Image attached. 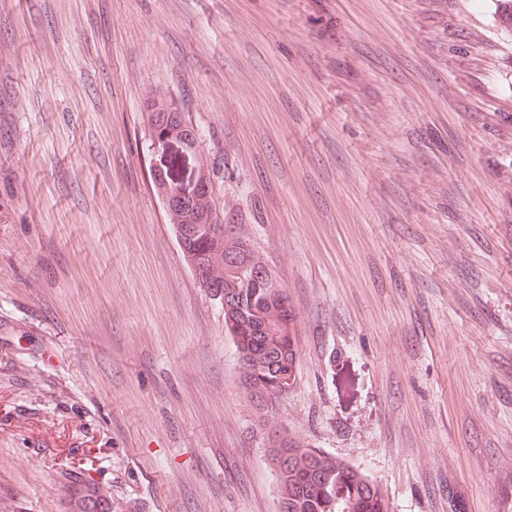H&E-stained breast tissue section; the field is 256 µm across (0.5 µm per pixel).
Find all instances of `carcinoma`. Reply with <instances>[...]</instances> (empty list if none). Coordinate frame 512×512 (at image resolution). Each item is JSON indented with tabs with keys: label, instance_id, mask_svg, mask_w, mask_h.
I'll return each mask as SVG.
<instances>
[{
	"label": "carcinoma",
	"instance_id": "carcinoma-1",
	"mask_svg": "<svg viewBox=\"0 0 512 512\" xmlns=\"http://www.w3.org/2000/svg\"><path fill=\"white\" fill-rule=\"evenodd\" d=\"M147 148L174 147L165 164L150 172L158 199L174 197L186 184L195 192L165 211L168 223L182 236L181 253L200 287L224 297V329L236 345L247 395L263 409L287 394L296 378L297 322L288 296L247 238L224 223L213 200L208 160L200 133L175 99L155 92L144 102ZM279 499L288 512H388L380 487L359 468L291 436L280 427L268 439Z\"/></svg>",
	"mask_w": 512,
	"mask_h": 512
}]
</instances>
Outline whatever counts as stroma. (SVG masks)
Wrapping results in <instances>:
<instances>
[{
    "mask_svg": "<svg viewBox=\"0 0 512 512\" xmlns=\"http://www.w3.org/2000/svg\"><path fill=\"white\" fill-rule=\"evenodd\" d=\"M286 290L258 410L156 197L143 100ZM389 512H512L499 0H0V512H278L274 427Z\"/></svg>",
    "mask_w": 512,
    "mask_h": 512,
    "instance_id": "obj_1",
    "label": "stroma"
}]
</instances>
